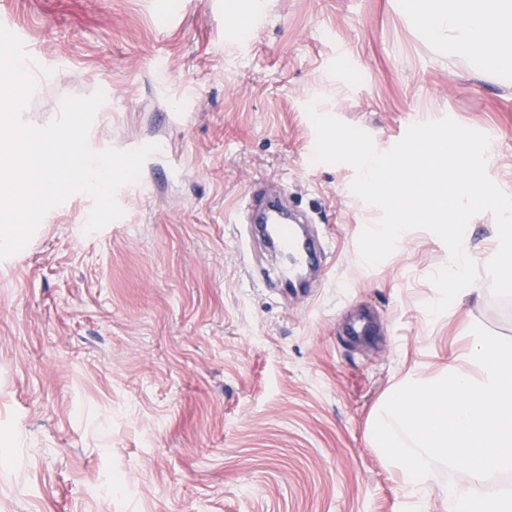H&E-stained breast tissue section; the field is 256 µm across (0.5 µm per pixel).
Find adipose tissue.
I'll use <instances>...</instances> for the list:
<instances>
[{
  "label": "adipose tissue",
  "mask_w": 512,
  "mask_h": 512,
  "mask_svg": "<svg viewBox=\"0 0 512 512\" xmlns=\"http://www.w3.org/2000/svg\"><path fill=\"white\" fill-rule=\"evenodd\" d=\"M419 25L428 39L447 48L449 60L471 58L479 67L496 61L493 73L512 76V0H483L480 8L464 0H437Z\"/></svg>",
  "instance_id": "adipose-tissue-1"
}]
</instances>
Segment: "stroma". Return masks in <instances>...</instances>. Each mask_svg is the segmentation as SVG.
I'll return each mask as SVG.
<instances>
[{
  "instance_id": "1",
  "label": "stroma",
  "mask_w": 512,
  "mask_h": 512,
  "mask_svg": "<svg viewBox=\"0 0 512 512\" xmlns=\"http://www.w3.org/2000/svg\"><path fill=\"white\" fill-rule=\"evenodd\" d=\"M2 22L35 63L25 124L99 90L95 150L164 152L121 221L86 232L77 192L0 259V512H406L373 419L406 377H439L474 325L512 340V298L483 269L497 227L468 224L480 297L430 315L445 244L414 229L363 264L381 211L352 192L353 167L313 163L306 107L383 152L409 122L451 118L489 137L487 173L512 195V85L449 61L404 0H0ZM259 180L326 246L310 294L252 280L280 256L235 247ZM363 310L378 331L357 342L344 326Z\"/></svg>"
}]
</instances>
